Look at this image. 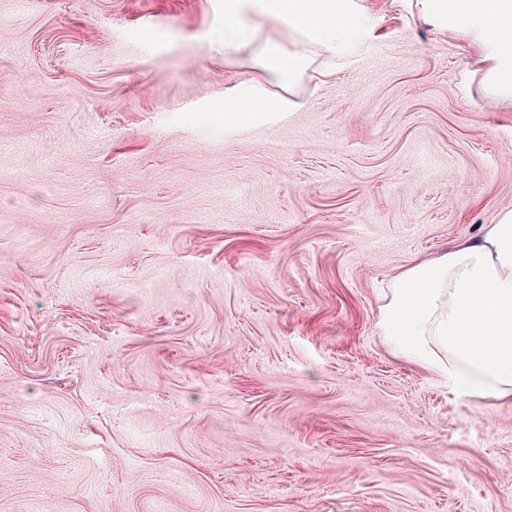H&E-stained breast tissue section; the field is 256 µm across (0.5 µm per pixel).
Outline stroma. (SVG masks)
Wrapping results in <instances>:
<instances>
[{
    "instance_id": "35a3bbf8",
    "label": "stroma",
    "mask_w": 512,
    "mask_h": 512,
    "mask_svg": "<svg viewBox=\"0 0 512 512\" xmlns=\"http://www.w3.org/2000/svg\"><path fill=\"white\" fill-rule=\"evenodd\" d=\"M294 110L224 124L281 24L0 0V512H512V401L460 399L382 290L512 209V108L370 0ZM251 0H224V28L216 41L224 49L247 46L252 42L254 29L246 22V11Z\"/></svg>"
}]
</instances>
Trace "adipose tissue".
<instances>
[{
	"label": "adipose tissue",
	"instance_id": "ef3b65f1",
	"mask_svg": "<svg viewBox=\"0 0 512 512\" xmlns=\"http://www.w3.org/2000/svg\"><path fill=\"white\" fill-rule=\"evenodd\" d=\"M412 20L454 36L471 51V83L485 97L512 106V0H390ZM249 0H224V48L249 45ZM262 14L284 23L293 48L271 42L261 67L292 88L311 65L310 49L333 55L374 38L377 22L366 0H261ZM260 84L224 104L236 126L291 109ZM379 329L405 360L429 370L450 391L469 398L512 399V209L452 250L415 261L387 286Z\"/></svg>",
	"mask_w": 512,
	"mask_h": 512
}]
</instances>
